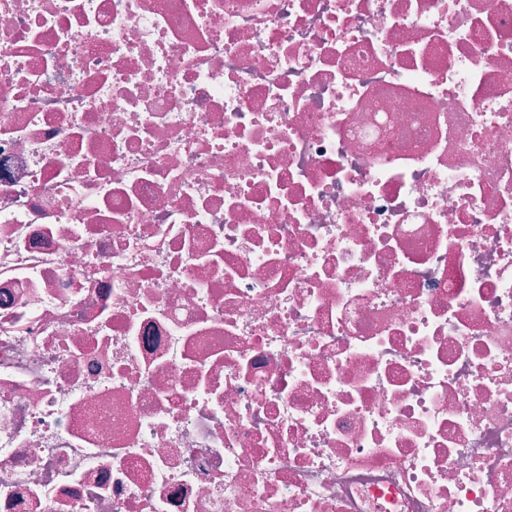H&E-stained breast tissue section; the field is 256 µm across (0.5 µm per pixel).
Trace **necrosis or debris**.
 I'll use <instances>...</instances> for the list:
<instances>
[{"mask_svg": "<svg viewBox=\"0 0 512 512\" xmlns=\"http://www.w3.org/2000/svg\"><path fill=\"white\" fill-rule=\"evenodd\" d=\"M0 512H512V0H0Z\"/></svg>", "mask_w": 512, "mask_h": 512, "instance_id": "4bbe7bcc", "label": "necrosis or debris"}]
</instances>
